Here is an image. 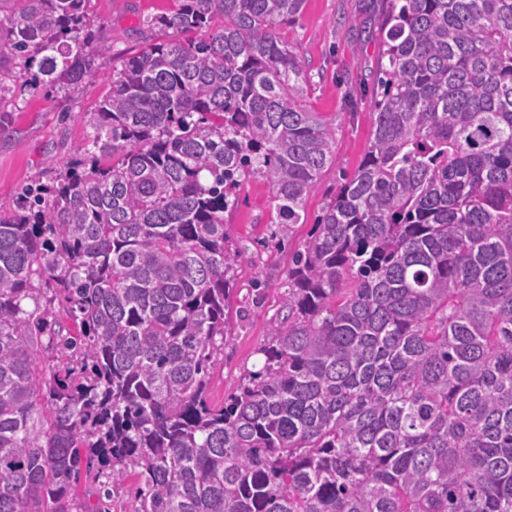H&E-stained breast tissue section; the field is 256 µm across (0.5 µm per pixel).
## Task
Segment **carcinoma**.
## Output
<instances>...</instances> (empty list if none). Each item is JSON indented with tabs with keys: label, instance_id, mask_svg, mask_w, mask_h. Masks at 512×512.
<instances>
[{
	"label": "carcinoma",
	"instance_id": "1",
	"mask_svg": "<svg viewBox=\"0 0 512 512\" xmlns=\"http://www.w3.org/2000/svg\"><path fill=\"white\" fill-rule=\"evenodd\" d=\"M177 2L83 158L0 199V512H73L96 461L136 512H512V0H383L373 140L218 405L224 212L259 177L300 223L335 130L277 34L305 0ZM100 26L0 0V104L92 81Z\"/></svg>",
	"mask_w": 512,
	"mask_h": 512
}]
</instances>
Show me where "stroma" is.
Listing matches in <instances>:
<instances>
[{"label": "stroma", "instance_id": "stroma-1", "mask_svg": "<svg viewBox=\"0 0 512 512\" xmlns=\"http://www.w3.org/2000/svg\"><path fill=\"white\" fill-rule=\"evenodd\" d=\"M172 6V0H91L89 8L102 22L99 36L111 52L100 59L95 78L78 89L33 92L20 87L7 97L11 124L0 132V199L11 198L30 177L51 178L60 161L80 156L89 114L111 85L113 68L146 40L144 17ZM379 7L378 0H306L296 21L277 29L305 64L307 107L334 122L336 154L307 192L306 220L292 225L288 241L273 235L271 192L262 179L244 182L237 207L224 214V229L240 256L228 300L230 330L211 374L213 402L234 393L244 375L260 367V349L269 341V326L288 292L291 249L310 239L316 216L368 150L380 52L373 20ZM98 487L94 473H81L79 501L100 504L103 512H135V479L112 486L103 500Z\"/></svg>", "mask_w": 512, "mask_h": 512}]
</instances>
